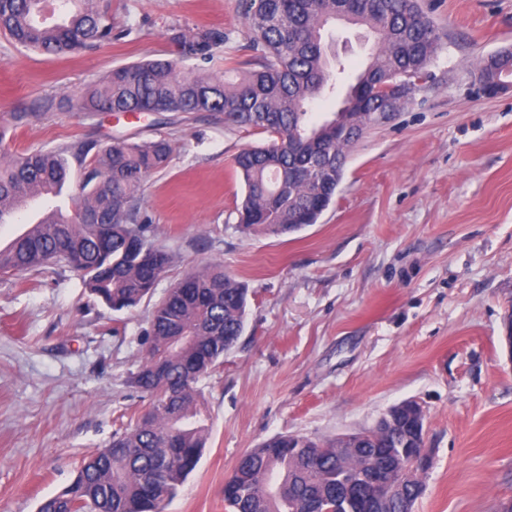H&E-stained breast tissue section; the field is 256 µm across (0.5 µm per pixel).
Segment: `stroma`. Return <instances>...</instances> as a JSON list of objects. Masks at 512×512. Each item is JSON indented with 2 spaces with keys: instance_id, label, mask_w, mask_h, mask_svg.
I'll list each match as a JSON object with an SVG mask.
<instances>
[{
  "instance_id": "obj_1",
  "label": "stroma",
  "mask_w": 512,
  "mask_h": 512,
  "mask_svg": "<svg viewBox=\"0 0 512 512\" xmlns=\"http://www.w3.org/2000/svg\"><path fill=\"white\" fill-rule=\"evenodd\" d=\"M101 2L122 37L97 50L56 57L0 35V157L167 138L170 163L139 201L175 257L155 298L209 264L248 290L238 343L198 384L206 450L164 512H230L224 479L245 451L367 429L407 400L425 411L432 457L414 512H512V76L489 96L475 74L512 49V0H420L440 37L425 78L349 148L317 223L280 236L237 224L232 159L266 135L207 112L73 107L113 67L172 59L181 30H224L211 72L249 66L239 0ZM323 39L348 75L367 65L364 29L332 23ZM152 309L110 310L64 265L0 273V512H36L148 407L131 379Z\"/></svg>"
}]
</instances>
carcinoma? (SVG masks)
Returning <instances> with one entry per match:
<instances>
[{
  "label": "carcinoma",
  "mask_w": 512,
  "mask_h": 512,
  "mask_svg": "<svg viewBox=\"0 0 512 512\" xmlns=\"http://www.w3.org/2000/svg\"><path fill=\"white\" fill-rule=\"evenodd\" d=\"M0 0V33L38 52L64 56L112 40V15L100 0ZM258 68L234 79L201 68L224 46L218 28L172 37L178 61L145 60L113 68L87 87L76 111L211 112L250 127L267 142L233 159L245 196L238 210L244 230L273 235L314 224L336 196V120L309 125L308 104L334 92L344 65L321 31L349 9L352 21L377 40L367 66L349 84L340 112H377L393 95L392 76L415 84L437 53L439 36L417 0H243ZM196 62L185 69L181 63ZM79 143L22 153L0 161V224L40 203L37 218L8 247L0 271H39L65 264L89 294L112 310L131 308L152 294L174 256L157 247L136 201L149 175L171 157L168 140H116L101 151ZM83 176L72 179V165ZM247 289L224 268L194 270L154 307L150 348L132 384L150 397L129 430L87 457L72 482L44 499L37 512H163L196 469L209 432L199 380L224 363L243 333ZM380 432L364 456L336 460V440L309 441L295 451L290 435L265 442L238 459L224 479L232 512H346L356 470L387 465L404 434Z\"/></svg>",
  "instance_id": "carcinoma-1"
}]
</instances>
